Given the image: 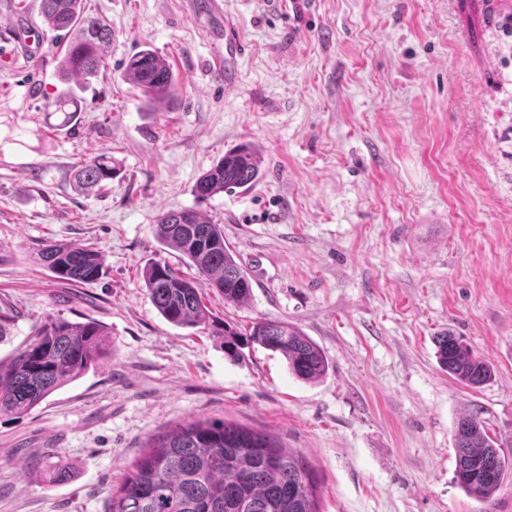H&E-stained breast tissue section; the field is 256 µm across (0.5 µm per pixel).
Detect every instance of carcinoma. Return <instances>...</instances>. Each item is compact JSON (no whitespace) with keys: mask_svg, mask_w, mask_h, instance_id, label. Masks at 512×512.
<instances>
[{"mask_svg":"<svg viewBox=\"0 0 512 512\" xmlns=\"http://www.w3.org/2000/svg\"><path fill=\"white\" fill-rule=\"evenodd\" d=\"M40 10L48 28L73 34L62 50L59 77L67 87L56 105L61 112L70 105L76 113L79 105L69 83H87L105 67L112 28L84 15L82 0H40ZM125 76L156 110L176 96L172 67L149 49L130 59ZM260 163L253 145H239L198 179L197 199L251 189L261 179ZM114 176L112 158L105 154L76 174L87 188L107 185ZM155 236L197 271L190 279L167 262L145 268L150 299L167 322L211 328L212 334L224 337V353L234 360L244 356L245 348L261 347L282 355L298 379L314 381L327 373L324 351L298 327L269 320L239 327L207 309L206 289L218 292L224 304L238 306L250 300L252 282L236 253L224 244V229L205 213L169 211L156 224ZM35 261L57 279L76 283L97 280L101 270L100 253L77 244H45ZM436 347L440 366L461 384L476 388L492 377L491 367L463 337L449 331L437 336ZM108 355L107 332L100 323L48 319L8 363L0 362V414L31 411ZM454 439L458 487L479 500L495 495L512 477V458L501 453L477 414L457 419ZM145 448L112 498L110 512H319L313 469L267 434L222 419L195 420L151 436Z\"/></svg>","mask_w":512,"mask_h":512,"instance_id":"carcinoma-1","label":"carcinoma"}]
</instances>
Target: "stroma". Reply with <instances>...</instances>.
Returning <instances> with one entry per match:
<instances>
[{"instance_id":"1","label":"stroma","mask_w":512,"mask_h":512,"mask_svg":"<svg viewBox=\"0 0 512 512\" xmlns=\"http://www.w3.org/2000/svg\"><path fill=\"white\" fill-rule=\"evenodd\" d=\"M83 0L112 28L106 66L56 111L63 33L25 44L40 0H0V360L43 322L91 318L109 357L22 415H0V512H108L147 439L224 418L270 433L318 478L319 512H512V485L468 497L454 481L456 419L478 412L512 458V36L494 0ZM243 45L233 81L209 75L222 17ZM151 49L175 73L150 112L125 78ZM250 143L262 178L198 201L194 186ZM109 154L111 184L81 189ZM198 209L224 229L251 300L220 318L299 327L329 370L308 383L255 348L176 327L142 280L177 263L154 227ZM50 242L102 256L91 284L56 279ZM453 331L493 370L469 388L433 338ZM70 478L47 483L49 469ZM114 176L112 157H108L106 154L86 162L76 174L78 182L87 188L107 185L112 182Z\"/></svg>"}]
</instances>
